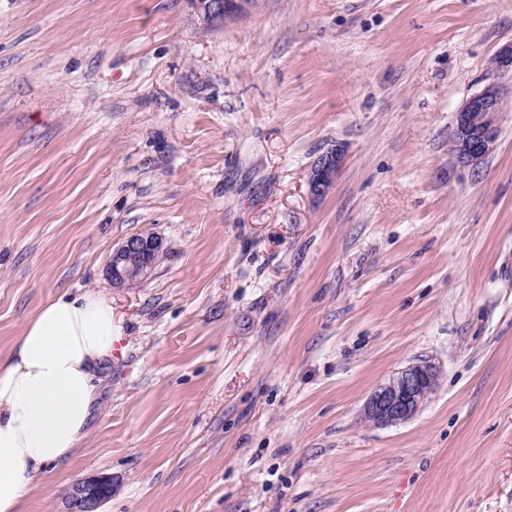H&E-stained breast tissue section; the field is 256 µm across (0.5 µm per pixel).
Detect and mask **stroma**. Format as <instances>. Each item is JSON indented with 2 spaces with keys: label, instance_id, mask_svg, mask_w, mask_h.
<instances>
[{
  "label": "stroma",
  "instance_id": "1",
  "mask_svg": "<svg viewBox=\"0 0 512 512\" xmlns=\"http://www.w3.org/2000/svg\"><path fill=\"white\" fill-rule=\"evenodd\" d=\"M512 0H0V354L98 292L123 351L21 512H512ZM496 85L476 170L454 116ZM345 151L312 200L319 155ZM161 251L113 286L128 237ZM411 420L363 418L417 360ZM251 0H188L204 23L224 22V19L245 11ZM159 253L160 242L155 236L136 234L128 237L113 251L109 261L112 284L129 288L143 283L151 275ZM437 380V367L428 361L406 365L371 392L364 406L365 419L377 427L412 419L434 390ZM111 492L112 480L108 477H94L78 482L70 493V512H99Z\"/></svg>",
  "mask_w": 512,
  "mask_h": 512
}]
</instances>
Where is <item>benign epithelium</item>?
I'll return each mask as SVG.
<instances>
[{
  "label": "benign epithelium",
  "mask_w": 512,
  "mask_h": 512,
  "mask_svg": "<svg viewBox=\"0 0 512 512\" xmlns=\"http://www.w3.org/2000/svg\"><path fill=\"white\" fill-rule=\"evenodd\" d=\"M204 23L222 22L245 11L251 0H188ZM502 96L499 89L488 86L473 95L456 112L452 155L463 169L476 170L497 142ZM344 149L340 146L322 154L312 166L307 187L314 199L325 196L333 187L343 166ZM160 253V242L151 234L128 237L109 261L112 284L132 287L148 279ZM437 367L420 361L406 365L386 382L378 385L364 406V417L372 425L387 427L412 419L434 390ZM112 479L94 477L76 483L70 493L71 512H99L110 497Z\"/></svg>",
  "instance_id": "benign-epithelium-1"
}]
</instances>
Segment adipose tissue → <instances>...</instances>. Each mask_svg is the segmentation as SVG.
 <instances>
[{
    "label": "adipose tissue",
    "mask_w": 512,
    "mask_h": 512,
    "mask_svg": "<svg viewBox=\"0 0 512 512\" xmlns=\"http://www.w3.org/2000/svg\"><path fill=\"white\" fill-rule=\"evenodd\" d=\"M119 342L109 301L64 293L0 354V512H21L33 483L75 453Z\"/></svg>",
    "instance_id": "ef3b65f1"
}]
</instances>
